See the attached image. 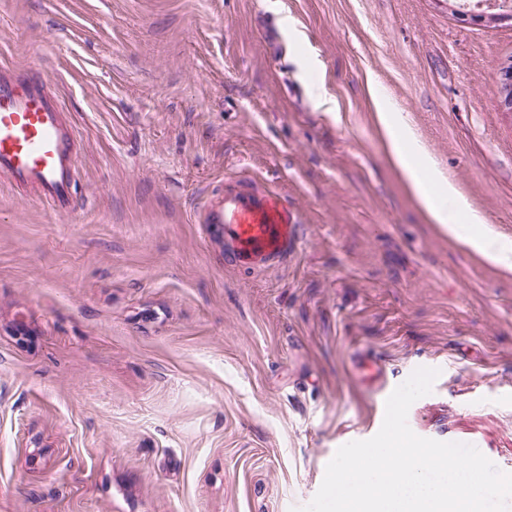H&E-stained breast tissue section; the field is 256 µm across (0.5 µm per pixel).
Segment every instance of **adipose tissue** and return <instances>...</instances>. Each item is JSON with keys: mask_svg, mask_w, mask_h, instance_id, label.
<instances>
[{"mask_svg": "<svg viewBox=\"0 0 512 512\" xmlns=\"http://www.w3.org/2000/svg\"><path fill=\"white\" fill-rule=\"evenodd\" d=\"M377 109L390 140L393 160L433 222L490 262L512 268V244L487 230L478 214L468 213L466 224H457L456 214L468 212L465 199L438 170L429 153L410 128L396 117L389 104L378 101Z\"/></svg>", "mask_w": 512, "mask_h": 512, "instance_id": "ef3b65f1", "label": "adipose tissue"}]
</instances>
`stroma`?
<instances>
[{
  "mask_svg": "<svg viewBox=\"0 0 512 512\" xmlns=\"http://www.w3.org/2000/svg\"><path fill=\"white\" fill-rule=\"evenodd\" d=\"M510 57L448 0H0V63L81 139L73 214L0 182V512H290L420 367L412 431L512 473V269L428 218L376 109L512 242ZM243 176L301 224L255 274L198 221ZM498 84L501 92L497 97L500 112H512V60L503 63L498 71Z\"/></svg>",
  "mask_w": 512,
  "mask_h": 512,
  "instance_id": "obj_1",
  "label": "stroma"
}]
</instances>
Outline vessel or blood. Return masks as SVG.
<instances>
[{
	"mask_svg": "<svg viewBox=\"0 0 512 512\" xmlns=\"http://www.w3.org/2000/svg\"><path fill=\"white\" fill-rule=\"evenodd\" d=\"M76 129L34 70L0 65V180L34 192L57 213L74 211ZM202 221L224 242L227 262L258 271L287 260L300 227L295 211L275 189L240 180L214 185Z\"/></svg>",
	"mask_w": 512,
	"mask_h": 512,
	"instance_id": "1",
	"label": "vessel or blood"
}]
</instances>
